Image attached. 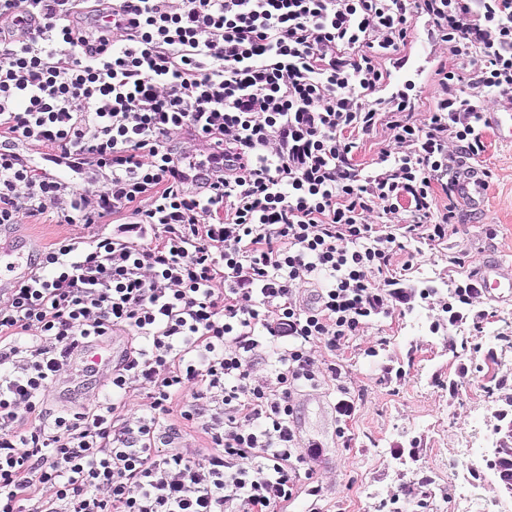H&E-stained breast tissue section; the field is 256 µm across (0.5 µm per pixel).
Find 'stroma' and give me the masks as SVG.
Listing matches in <instances>:
<instances>
[{
	"label": "stroma",
	"instance_id": "stroma-1",
	"mask_svg": "<svg viewBox=\"0 0 512 512\" xmlns=\"http://www.w3.org/2000/svg\"><path fill=\"white\" fill-rule=\"evenodd\" d=\"M440 50L424 22H417L413 50L392 80H412L416 118H423L439 93L432 77ZM485 152L476 160L487 173L488 190L480 210L457 205L453 229L437 246L418 244L404 286L411 295L377 316L354 336L342 355L351 380L355 411L338 417L330 384L294 395L293 425L301 446L316 444L305 467L323 490L318 502L299 496L281 512H455V488L442 477L452 465L467 471L469 491L483 512H498L511 497L487 468L486 455L470 456L473 435L498 438L501 412L512 406L488 396L487 386L512 389V292L481 294L472 312L454 325L443 323L448 281L459 271L479 272L494 262L512 267V142L485 129ZM68 225L53 214L22 219L1 236L25 241L31 254L68 236ZM436 295L422 299L424 281ZM422 331H412L415 321ZM440 322L438 332L429 324ZM429 484L411 494L421 479Z\"/></svg>",
	"mask_w": 512,
	"mask_h": 512
}]
</instances>
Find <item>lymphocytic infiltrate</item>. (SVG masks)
<instances>
[{
    "instance_id": "lymphocytic-infiltrate-1",
    "label": "lymphocytic infiltrate",
    "mask_w": 512,
    "mask_h": 512,
    "mask_svg": "<svg viewBox=\"0 0 512 512\" xmlns=\"http://www.w3.org/2000/svg\"><path fill=\"white\" fill-rule=\"evenodd\" d=\"M419 17L445 57L438 97L421 120L403 91L365 106ZM462 59L475 93L455 90ZM509 93L512 0H0V227L51 211L73 229L0 299V512L319 498L293 395L331 380L354 412L334 354L403 300L409 242L447 237L437 188L484 153L483 103ZM184 134L208 147L198 170ZM20 143L102 187L36 172ZM117 332L102 398L50 410L61 371ZM192 429L206 451L184 447ZM381 131L378 133H373L371 135H365L360 137V146L357 151L354 163L357 167L364 168L362 174H366L370 172L373 168L378 167V165L374 164L377 158L376 155V145L375 143L380 140Z\"/></svg>"
}]
</instances>
